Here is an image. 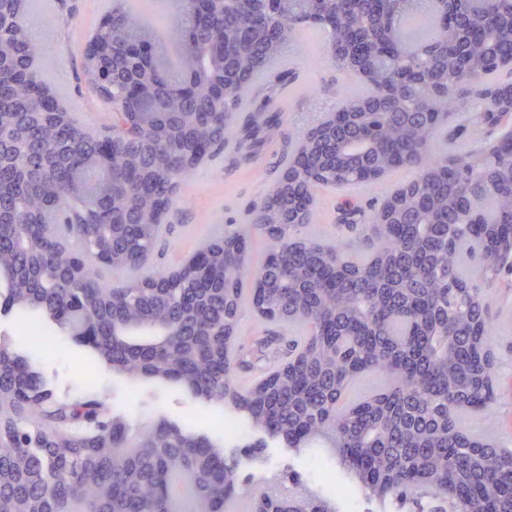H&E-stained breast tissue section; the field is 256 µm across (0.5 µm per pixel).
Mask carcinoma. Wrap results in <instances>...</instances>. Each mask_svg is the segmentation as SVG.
Here are the masks:
<instances>
[{"label":"carcinoma","instance_id":"cac0c4a2","mask_svg":"<svg viewBox=\"0 0 512 512\" xmlns=\"http://www.w3.org/2000/svg\"><path fill=\"white\" fill-rule=\"evenodd\" d=\"M195 0L174 11L164 35L178 46L179 66L165 63L162 44L140 9L114 0L110 22L93 35L111 50L98 61L83 53L87 86L102 84L103 103L119 114L109 142L94 145L71 112L56 115L48 78L24 66L41 56L25 23L28 0H0V58L17 66L0 77V136L18 134L15 115L42 100L49 125L64 127L75 149L60 162L12 176L0 171V266L19 262L23 239L48 255L34 275L0 292V308L53 318L61 296L81 305L61 328L75 335L84 315L97 317L92 346L100 363L135 381H174L209 402H229L250 425L290 448L329 439L358 486L381 501L403 503L420 493L453 512H512V450L466 431L468 413L498 404L499 365L491 336L496 316L486 295L512 259L483 248L489 233H512V135L493 138L497 102L512 94L503 61L512 57V0ZM318 28L336 66L359 88L337 113L365 112L379 142L369 151L365 129L336 134L344 147L329 172L334 188L372 185L406 167L418 176L394 199L416 224H378V209L351 201L360 217L357 243L302 240L295 224L279 223L265 197L248 224L197 244L224 273L236 307L221 308L219 289L208 304L171 320L184 289L148 295L143 285L167 273L143 270L166 232V215L183 178L224 151L259 143L281 125L263 103L243 113V96L269 62ZM405 46V60L377 65L380 47ZM386 97V108L367 105ZM321 120L295 133L291 155L320 133ZM480 128L469 144L443 138L446 128ZM29 145L49 141L35 123ZM442 146L435 147L437 141ZM381 178L361 179L364 156ZM139 224L129 246L90 261L81 278L59 279L72 254L91 251L105 225ZM264 259L281 261L284 287L266 297V323L300 326L288 357L251 386L235 382L242 363L238 326L255 306L253 237ZM116 276L125 278L120 285ZM377 372L385 386L343 405L351 383ZM238 495L250 509L277 505V496L241 478L240 463L209 437L161 418L134 435L95 390L60 399L30 359L0 339V512H224ZM290 512H335L330 500L290 499Z\"/></svg>","mask_w":512,"mask_h":512}]
</instances>
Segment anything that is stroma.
<instances>
[{"instance_id": "stroma-1", "label": "stroma", "mask_w": 512, "mask_h": 512, "mask_svg": "<svg viewBox=\"0 0 512 512\" xmlns=\"http://www.w3.org/2000/svg\"><path fill=\"white\" fill-rule=\"evenodd\" d=\"M112 0H31L28 24L32 35L48 31L50 39L42 45L38 66L56 88L69 111L91 128L101 129L112 122L106 105L81 79L83 49L111 9ZM294 60L290 73L293 84L301 90L290 103H283L277 80L262 86L265 99L282 108V125L276 138L266 140L250 158H242L234 146L189 172L166 220L169 233L150 268L165 272L191 252L197 243L213 233L214 225L232 229L247 223L252 209L269 193L281 177L290 150L288 136L335 107L353 85V78L332 61L323 32H302L298 47L289 49ZM320 204L310 224L300 228L301 236L333 241L349 238L340 224L337 210L343 194L324 189ZM26 320L17 311H0V339L10 340L14 348L34 355V364L49 387L61 396H77L96 388L114 412L123 414L132 429L150 427L164 415L188 431L203 433L223 444L226 456L240 460L245 480H262L266 473L298 479L307 497L328 495L322 477L313 471L314 462L328 465L343 492L333 497L336 512H429L431 502L412 498L401 504L383 503L370 497L352 482L344 466L319 443L305 448H291L279 437L253 430L243 416H231L228 406L194 398L183 387L146 379L130 382L101 365L95 353L61 333L52 322H45L42 332L51 349L29 341L22 333ZM274 323L256 318L244 309L239 333L246 341L249 368L240 369L244 382H251V370L262 369L283 358L282 343L271 341L277 331ZM493 350L500 366L498 390L500 400L494 410L468 415L466 426L487 438L512 443V341H494ZM234 418L240 427L238 439L224 436V421Z\"/></svg>"}]
</instances>
